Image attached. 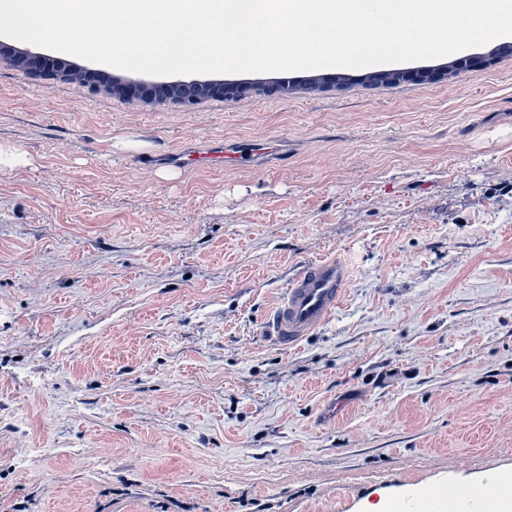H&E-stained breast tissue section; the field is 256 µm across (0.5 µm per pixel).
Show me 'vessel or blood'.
Listing matches in <instances>:
<instances>
[{
	"label": "vessel or blood",
	"instance_id": "1",
	"mask_svg": "<svg viewBox=\"0 0 512 512\" xmlns=\"http://www.w3.org/2000/svg\"><path fill=\"white\" fill-rule=\"evenodd\" d=\"M349 274L348 266L338 260L305 264L274 307L264 329L267 340L292 349L328 323L345 298ZM418 497L417 512H433L435 503L444 498L466 504L468 490L455 483L432 485L422 488Z\"/></svg>",
	"mask_w": 512,
	"mask_h": 512
}]
</instances>
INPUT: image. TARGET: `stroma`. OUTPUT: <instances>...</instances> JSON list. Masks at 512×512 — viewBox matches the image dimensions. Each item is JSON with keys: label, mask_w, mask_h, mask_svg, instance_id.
Segmentation results:
<instances>
[{"label": "stroma", "mask_w": 512, "mask_h": 512, "mask_svg": "<svg viewBox=\"0 0 512 512\" xmlns=\"http://www.w3.org/2000/svg\"><path fill=\"white\" fill-rule=\"evenodd\" d=\"M192 104L0 57V512H375L512 470V55ZM267 142L241 168L196 144ZM134 141V150H119ZM335 317L265 340L302 265ZM36 163L34 157L30 156L21 148L9 144L0 143V170H25L33 167ZM349 274L339 260L305 264L274 307L264 327L265 338L282 349L297 347L333 317L345 298Z\"/></svg>", "instance_id": "35a3bbf8"}]
</instances>
